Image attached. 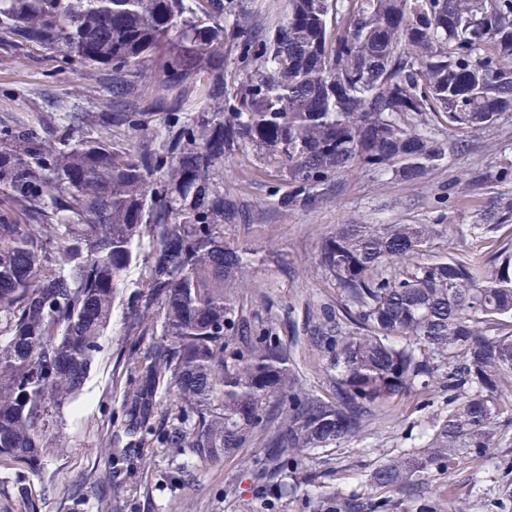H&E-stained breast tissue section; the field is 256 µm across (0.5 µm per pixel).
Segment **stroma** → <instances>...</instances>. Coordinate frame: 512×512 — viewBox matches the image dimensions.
Returning <instances> with one entry per match:
<instances>
[{
  "instance_id": "obj_1",
  "label": "stroma",
  "mask_w": 512,
  "mask_h": 512,
  "mask_svg": "<svg viewBox=\"0 0 512 512\" xmlns=\"http://www.w3.org/2000/svg\"><path fill=\"white\" fill-rule=\"evenodd\" d=\"M85 84L81 72H58L53 63L34 61L32 53L0 48V89L14 92L0 101V107L17 115L35 114L31 95L40 88L57 99L60 110L88 107ZM476 170L492 174L478 190L469 185ZM214 179L226 191L245 186L248 208L261 218L257 224L224 227L225 242L248 251L245 285L236 294L259 311L272 304L301 313L306 305L335 300L316 252L321 239L340 224H444V235L431 248L435 256L488 253L500 243L512 242V224L476 236L468 232L478 209L512 197L511 115L468 134L464 152L415 185L395 181L383 172L348 168L339 176L342 193L313 212L276 210L272 191L279 180L273 168L256 161L227 160ZM136 251L137 259L118 282L112 317L98 340L81 389L48 408L40 470L30 473L21 463L0 458V512H24L16 493L21 481L37 495L40 512H73L77 501L84 512H253L252 474L258 465L253 447L214 462L197 460L178 448H148L140 486L118 490L103 478L112 466V414L119 405L112 386V357L121 342L127 299L144 286L148 241H141ZM447 412L448 395L438 390L413 393L392 404L387 421L320 452L318 459L325 469L340 474L329 482V490L369 493L367 471L401 449H422L433 422ZM504 453L501 447L491 449L479 467L462 465L437 477L432 492L450 512H481L472 488L490 486L502 477L499 461Z\"/></svg>"
}]
</instances>
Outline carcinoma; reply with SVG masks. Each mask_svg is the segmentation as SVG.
<instances>
[{"label":"carcinoma","instance_id":"1","mask_svg":"<svg viewBox=\"0 0 512 512\" xmlns=\"http://www.w3.org/2000/svg\"><path fill=\"white\" fill-rule=\"evenodd\" d=\"M0 46L87 72L96 95L94 111L65 124L0 116V457L41 467L40 421L80 389L145 238V286L128 297L112 365L115 487L138 483L146 448L219 460L257 441V509L298 498L306 512H397L406 501L440 512L427 477L507 440L511 247L432 257L443 224H341L317 253L336 304L300 322L282 308L269 324L232 296L248 257L224 244V225L253 215L214 171L237 156L275 168L288 185L282 212L323 206L352 164L422 182L467 134L512 115V0H288L282 23L249 0H0ZM152 58L161 97L138 68ZM189 89L205 108L186 119ZM158 112L160 145L112 139L144 132ZM444 125L448 136H435ZM511 220L504 197L472 230ZM54 227L57 240L38 233ZM60 251L79 259L70 277L46 273ZM398 256L409 266L391 267ZM301 335L326 366L323 394L299 382ZM432 386L449 409L422 452L375 465L367 497L306 491L333 471L305 456ZM168 390L180 421L164 424ZM481 506L512 512V481Z\"/></svg>","mask_w":512,"mask_h":512}]
</instances>
